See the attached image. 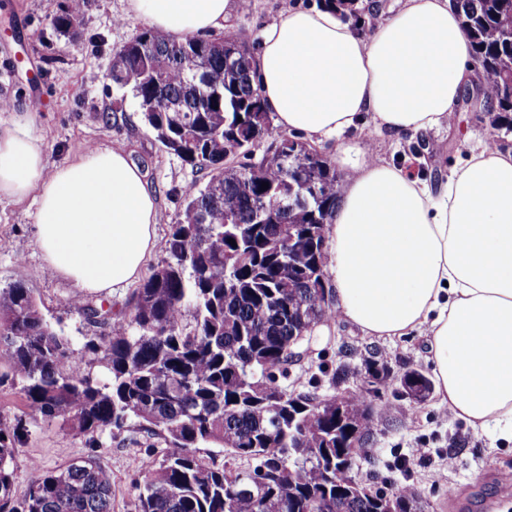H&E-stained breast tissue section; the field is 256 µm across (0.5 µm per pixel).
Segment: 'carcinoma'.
Segmentation results:
<instances>
[{"mask_svg": "<svg viewBox=\"0 0 512 512\" xmlns=\"http://www.w3.org/2000/svg\"><path fill=\"white\" fill-rule=\"evenodd\" d=\"M468 33L493 129L512 134V0H453ZM73 0L55 18L77 25ZM117 50L112 83L131 95L161 148L207 181L184 187L165 256L125 306H70L96 331L79 349L45 316L30 289L0 288V346L21 415H0V512H112L109 475L94 457L55 471L30 461L33 478L14 492V462L27 421L63 418L72 436L135 428L168 452L136 485L137 512H423L414 490L368 496L357 489V457L371 434L367 394L349 393L343 422L314 392L279 384L293 347L332 317L325 301V241L338 201L332 163L281 137L258 160L272 125L253 79L244 34L171 40L144 29ZM176 106L166 110L165 103ZM242 157L246 162L233 165ZM268 189L261 190L262 183ZM235 240L231 245L229 240ZM379 386L393 383L378 353L364 361ZM432 383L411 368L401 382ZM216 446L248 468L209 464Z\"/></svg>", "mask_w": 512, "mask_h": 512, "instance_id": "carcinoma-1", "label": "carcinoma"}]
</instances>
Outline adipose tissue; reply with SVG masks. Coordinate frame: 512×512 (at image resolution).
I'll use <instances>...</instances> for the list:
<instances>
[{
  "instance_id": "obj_1",
  "label": "adipose tissue",
  "mask_w": 512,
  "mask_h": 512,
  "mask_svg": "<svg viewBox=\"0 0 512 512\" xmlns=\"http://www.w3.org/2000/svg\"><path fill=\"white\" fill-rule=\"evenodd\" d=\"M230 0H126L127 13L172 37L223 35ZM452 0H405L362 37L334 8L281 9L261 33L255 80L281 129L321 143L363 119L395 132L451 121L481 76ZM344 172L330 226L334 309L378 338L429 332L441 402L512 440V152L486 146L439 195L361 147ZM36 194L45 262L81 291L138 281L157 248L158 203L120 146L88 148L47 170L26 117L0 128V196Z\"/></svg>"
}]
</instances>
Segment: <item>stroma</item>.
Here are the masks:
<instances>
[{"instance_id": "1", "label": "stroma", "mask_w": 512, "mask_h": 512, "mask_svg": "<svg viewBox=\"0 0 512 512\" xmlns=\"http://www.w3.org/2000/svg\"><path fill=\"white\" fill-rule=\"evenodd\" d=\"M66 5L67 0H0V101L8 104L0 111V125L27 115L29 131L42 140L51 169L78 159L91 146H124L159 196L157 240L165 242L183 208V187L199 175L161 150L134 99L122 98L107 77L116 50L146 24L126 15L125 0H88L78 26L63 34L53 19ZM281 6L282 0H239L227 25L243 30L250 47L258 48L261 29ZM92 73L96 81L87 82ZM492 132L488 113L461 105L452 123L425 134L396 135L368 120L316 149L332 161L344 147L368 148L387 162L412 169L435 192ZM36 210V196L20 201L0 196V288L24 284L78 348L88 326L69 301L79 290L43 260L35 242ZM372 349L383 354L392 377L409 368L432 371L424 337L414 332L392 340L368 336L338 315L314 326L282 384L295 393L317 390L323 398L356 389ZM342 365L348 374L338 382L333 375ZM369 401L375 410L374 434L357 460L364 482L386 492L415 490L425 512H512V486L499 480L500 473L512 471V443L497 439L494 427L471 426L451 415L434 394L417 403L384 389L370 394ZM420 448L429 453V463L418 462ZM166 451L162 441L140 439L133 430L104 432L89 445L73 437L62 419L40 420L30 424L19 448L15 493L23 495L30 483V461L53 471L91 455L111 478L112 512H135L134 485L143 463ZM451 456L455 468L444 482H435L437 467Z\"/></svg>"}]
</instances>
